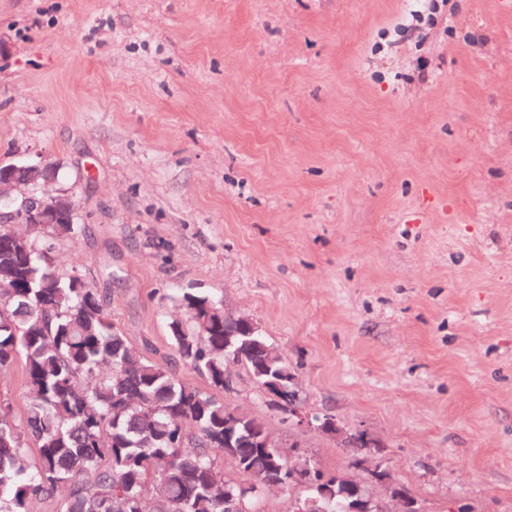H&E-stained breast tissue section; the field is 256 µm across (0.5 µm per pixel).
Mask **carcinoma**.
<instances>
[{
  "instance_id": "1",
  "label": "carcinoma",
  "mask_w": 512,
  "mask_h": 512,
  "mask_svg": "<svg viewBox=\"0 0 512 512\" xmlns=\"http://www.w3.org/2000/svg\"><path fill=\"white\" fill-rule=\"evenodd\" d=\"M80 225L60 221L33 227L23 253L0 240V275L14 288H0V368L24 363L30 399L19 422L0 416V512H28L33 500L52 512H228L240 498L222 460L259 482L238 512L253 504L268 484L299 486L318 497L325 512H347L355 497L342 492L339 474L294 472L277 446L256 447L253 432L266 422L245 413L224 442L231 407L212 394L178 381L169 367L133 345L112 323L98 290L76 268L54 265L53 242L75 237ZM183 317L169 324L183 363L224 388V356L231 353L291 424L276 387H292L284 356L271 358L272 344L259 330L226 336L237 328L224 321L222 303L191 289L179 295ZM232 347L224 349V342Z\"/></svg>"
}]
</instances>
